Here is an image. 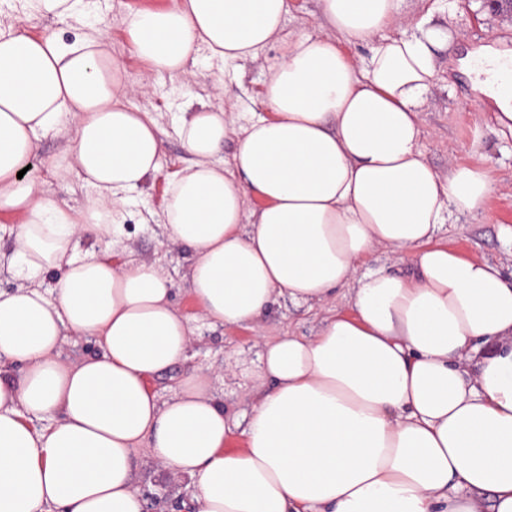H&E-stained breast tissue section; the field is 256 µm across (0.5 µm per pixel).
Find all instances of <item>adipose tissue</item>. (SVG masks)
Listing matches in <instances>:
<instances>
[{"label":"adipose tissue","instance_id":"1","mask_svg":"<svg viewBox=\"0 0 512 512\" xmlns=\"http://www.w3.org/2000/svg\"><path fill=\"white\" fill-rule=\"evenodd\" d=\"M317 31L284 30L288 0H171L123 19L133 54L187 74L202 49L260 61L268 114L202 107L176 133L190 164L169 184L164 229L191 250L201 319L261 329L277 297L325 307L317 335L265 342L250 376L245 446L212 370L159 401L149 378L188 358L193 331L156 263L112 264L129 193L160 170L162 130L125 105L98 39L32 38L0 22V213L19 215L0 291V512H144L134 454L191 481L193 512H512V279L436 240L497 187L483 167L426 161L420 114L439 32L388 35L400 0H319ZM368 53L349 57L344 45ZM71 125L82 211L24 177L42 138ZM234 138L230 164L218 162ZM262 201L249 210L251 197ZM385 249L405 277L360 267ZM56 275L51 290L36 287ZM357 286L352 315L332 310ZM101 350L64 359L65 336Z\"/></svg>","mask_w":512,"mask_h":512}]
</instances>
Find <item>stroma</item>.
Wrapping results in <instances>:
<instances>
[{
  "mask_svg": "<svg viewBox=\"0 0 512 512\" xmlns=\"http://www.w3.org/2000/svg\"><path fill=\"white\" fill-rule=\"evenodd\" d=\"M170 0H81L65 17L32 13L22 0H0V14L15 31L31 36L54 35L68 43L81 42L94 31L103 33L104 48L122 66L121 76L130 92L127 106L158 118L166 132L159 172L133 192L120 219L124 231L110 253L119 265L133 261L159 264L173 283L172 303L187 317L194 329L193 344L185 363L174 366L150 380L149 387L159 400L169 399L178 379L189 369L211 365L220 369L213 391L224 403L228 416L247 410L253 381L248 372L258 363L260 339L247 327L212 326L199 317V308L189 288L191 253L167 243L162 229L169 181L187 163L189 156L174 132L181 113L201 106L221 105L248 119L262 111L263 69L245 62L238 68H223L207 51H199L188 65L189 75L147 70L130 52L122 20L127 13L158 9ZM401 13L408 33H416L417 22L429 17L430 27L448 36V45L435 48L439 78L421 114L425 129L422 141L427 161L439 172H447L449 162L479 165L490 170L498 191L480 212L462 216L445 225L440 243L466 257H479L497 264L504 274H512V240L502 228L512 226V130L494 119L497 107L461 71L459 60L467 52L486 47L512 51V12L490 11L482 0H403ZM67 136L51 134L42 139L34 159V174L48 178L52 197L74 210H82L92 190L76 174L51 176V164L64 156ZM325 316L323 310L279 298L264 320L266 338L284 334L316 335ZM135 482L152 512H174L189 501L193 488L185 480L174 479L151 458L148 448L135 452Z\"/></svg>",
  "mask_w": 512,
  "mask_h": 512,
  "instance_id": "obj_1",
  "label": "stroma"
}]
</instances>
